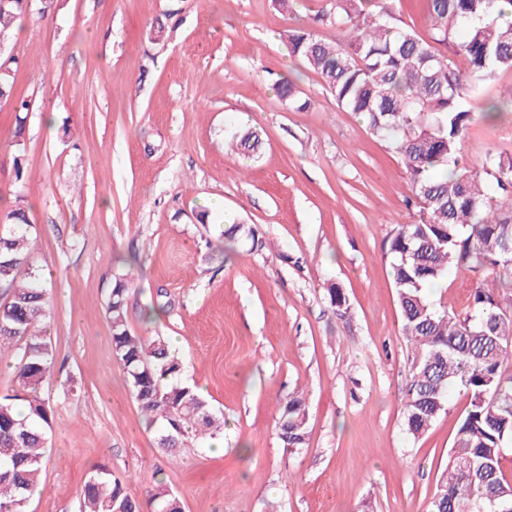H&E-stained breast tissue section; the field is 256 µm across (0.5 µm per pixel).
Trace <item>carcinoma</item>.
Segmentation results:
<instances>
[{"mask_svg": "<svg viewBox=\"0 0 512 512\" xmlns=\"http://www.w3.org/2000/svg\"><path fill=\"white\" fill-rule=\"evenodd\" d=\"M392 0H328L316 22L346 33L342 41L320 38L305 27L290 29V56L316 73L348 112L362 115L371 133L402 160L419 208L412 224H397L385 243L402 334L411 349L403 400L407 431L418 437L447 410L448 388L469 397L428 512H512V480L501 466L512 441V297L489 286L486 271L512 275V159L488 153L482 170L459 164L474 122L468 106L500 69L512 68V0H427L432 35L425 39L393 12ZM31 0H0V34L13 36ZM457 43L465 66L439 46ZM16 59L0 71V101L14 98ZM261 148L259 133L240 128L231 149L245 157ZM22 190L0 214V354L15 353L17 389L0 395V512H24L42 484L52 415L41 397L57 379L55 347L47 336L49 298L32 257L31 224ZM227 247L240 241L262 249L250 224L220 231ZM461 271L475 282L465 312L438 311L427 285ZM131 280L114 279L106 305L115 359L158 445L173 452L192 439L224 436V416L182 377V363L163 336L131 334L126 298ZM336 315H347L342 289L327 288ZM304 392L278 404L279 438L293 453L307 445ZM178 498L159 486L151 512H179ZM80 512H142L123 482L93 468Z\"/></svg>", "mask_w": 512, "mask_h": 512, "instance_id": "carcinoma-1", "label": "carcinoma"}]
</instances>
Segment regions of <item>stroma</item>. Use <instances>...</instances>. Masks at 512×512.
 Instances as JSON below:
<instances>
[{"label": "stroma", "instance_id": "1", "mask_svg": "<svg viewBox=\"0 0 512 512\" xmlns=\"http://www.w3.org/2000/svg\"><path fill=\"white\" fill-rule=\"evenodd\" d=\"M56 4L17 21L15 98L0 102V200L23 167L56 364L74 386L42 392L52 429L25 512H79L97 465L141 502L167 486L183 512H428L468 399L449 388L446 413L408 434L411 353L384 244L418 209L399 156L287 52L285 31L312 25L322 0ZM283 78L306 108L279 97ZM245 125L262 135L252 160L226 148ZM490 152L512 157V115L474 123L460 160L478 169ZM233 222L265 249L207 257L205 234ZM120 274L130 332L174 345L184 380L224 414L223 450L158 448L112 354ZM471 288L452 272L426 295L464 311ZM299 387L308 441L292 453L277 408Z\"/></svg>", "mask_w": 512, "mask_h": 512}]
</instances>
